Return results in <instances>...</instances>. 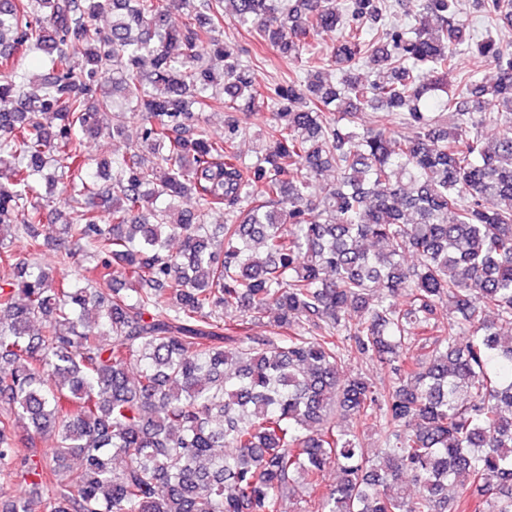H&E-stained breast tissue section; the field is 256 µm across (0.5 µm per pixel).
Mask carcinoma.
Returning <instances> with one entry per match:
<instances>
[{"label": "carcinoma", "mask_w": 512, "mask_h": 512, "mask_svg": "<svg viewBox=\"0 0 512 512\" xmlns=\"http://www.w3.org/2000/svg\"><path fill=\"white\" fill-rule=\"evenodd\" d=\"M38 2L0 0V474L19 487L0 512L43 490L50 512H286L332 468L314 512H512V52L484 39L495 80L460 71L458 0H198L176 27L182 0ZM226 6L256 34L246 60ZM395 7L414 24H384ZM484 11L512 25V0ZM268 46L298 70L262 85ZM19 48L46 55L43 82ZM113 93L140 143L93 170L86 142L125 133ZM340 102L373 126L346 130ZM353 355L389 384L344 377Z\"/></svg>", "instance_id": "1"}]
</instances>
